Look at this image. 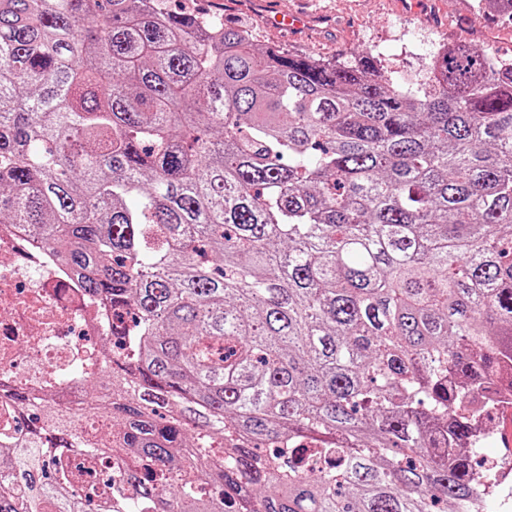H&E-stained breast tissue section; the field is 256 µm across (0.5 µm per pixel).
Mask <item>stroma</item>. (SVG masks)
Masks as SVG:
<instances>
[{
	"label": "stroma",
	"mask_w": 512,
	"mask_h": 512,
	"mask_svg": "<svg viewBox=\"0 0 512 512\" xmlns=\"http://www.w3.org/2000/svg\"><path fill=\"white\" fill-rule=\"evenodd\" d=\"M303 1L320 20L295 38L260 13L238 9V0H182L189 10L248 27L259 42L339 60L368 51L412 81L427 67L423 54L447 37L470 41L492 59H512V22L492 15L483 0H275L285 12Z\"/></svg>",
	"instance_id": "obj_1"
}]
</instances>
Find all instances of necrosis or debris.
<instances>
[{
    "mask_svg": "<svg viewBox=\"0 0 512 512\" xmlns=\"http://www.w3.org/2000/svg\"><path fill=\"white\" fill-rule=\"evenodd\" d=\"M106 312L20 225L0 226V390L46 391L80 402L101 356Z\"/></svg>",
    "mask_w": 512,
    "mask_h": 512,
    "instance_id": "necrosis-or-debris-1",
    "label": "necrosis or debris"
}]
</instances>
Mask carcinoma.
<instances>
[{
	"label": "carcinoma",
	"instance_id": "obj_1",
	"mask_svg": "<svg viewBox=\"0 0 512 512\" xmlns=\"http://www.w3.org/2000/svg\"><path fill=\"white\" fill-rule=\"evenodd\" d=\"M3 223L130 325L81 411L5 396L0 512H484L512 60L451 39L400 84L166 0H0Z\"/></svg>",
	"mask_w": 512,
	"mask_h": 512
}]
</instances>
